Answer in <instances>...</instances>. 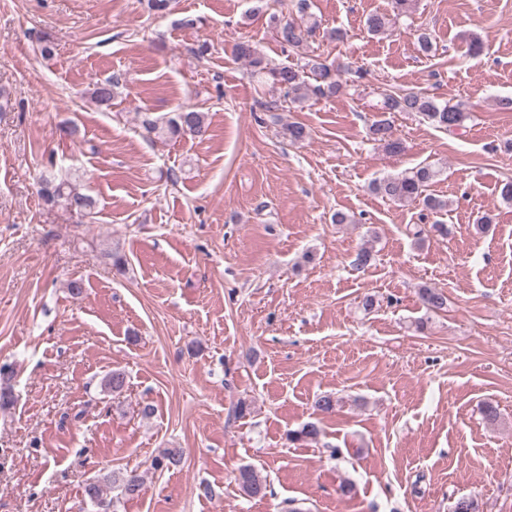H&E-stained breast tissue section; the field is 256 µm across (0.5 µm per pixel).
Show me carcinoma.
Segmentation results:
<instances>
[{
	"label": "carcinoma",
	"mask_w": 512,
	"mask_h": 512,
	"mask_svg": "<svg viewBox=\"0 0 512 512\" xmlns=\"http://www.w3.org/2000/svg\"><path fill=\"white\" fill-rule=\"evenodd\" d=\"M249 13L266 14L279 41L293 48H300L312 38L319 29L318 21L308 13L309 0H297V16L284 17L273 12L272 0H250ZM367 31L380 34L389 30L388 15L376 13L370 15L365 22ZM235 58L245 61L250 67V74L262 82H269L284 90V99L294 103L315 97L317 99L335 96L342 87L340 74L335 67L326 64L321 56H307L296 64L275 65L269 62L260 49L249 41L236 43L232 48ZM313 79L314 83L307 82ZM115 84L111 81L96 83L89 89V94L100 105H107L114 96ZM383 113L414 112L423 116L438 129L453 132L464 127L468 113L461 105H451L423 91L391 90L382 92ZM141 125L147 136L159 140L166 138L191 137L202 139L209 129L207 114L195 108H187L174 112L166 117H155L150 112L142 113ZM372 138L391 152L401 151L402 144L394 139L392 126L387 118L375 120L369 128ZM440 175V172L429 165L419 166L395 177H387L373 183L372 189L381 196L394 202L406 205L420 202L425 210L438 214L447 210L448 201L437 196L425 194L426 188ZM38 193L44 204L58 207L83 219H93L96 214V201L90 195L81 192L76 184L69 180L56 181L45 179L41 182ZM423 306L432 312L446 308L448 298L436 288L423 287L419 291ZM127 383L124 370L115 368L104 376L101 386L106 391L120 393ZM320 435L319 427L307 423L298 430L288 432V440L292 443L314 441ZM182 453L177 448H163L154 457L152 465L156 470H170L180 466ZM242 493L250 498L264 497L267 484L257 472L242 466L234 476ZM143 480L136 471L109 472L90 482L85 488L96 512H109L112 500L104 497L103 488L116 487L120 494L127 497L139 495Z\"/></svg>",
	"instance_id": "cac0c4a2"
}]
</instances>
